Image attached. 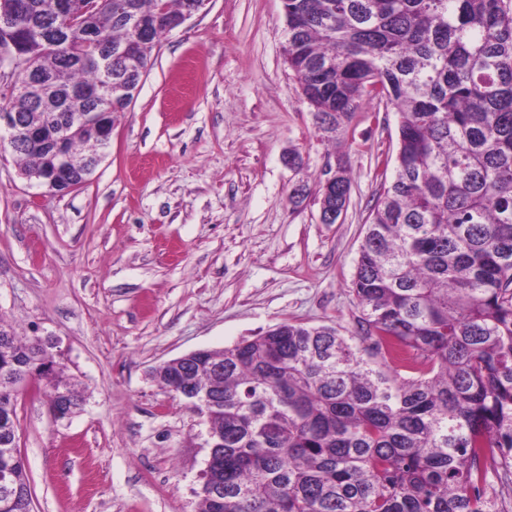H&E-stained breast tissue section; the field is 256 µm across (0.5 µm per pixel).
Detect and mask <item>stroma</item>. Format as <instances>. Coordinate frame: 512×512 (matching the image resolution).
Listing matches in <instances>:
<instances>
[{
    "label": "stroma",
    "instance_id": "35a3bbf8",
    "mask_svg": "<svg viewBox=\"0 0 512 512\" xmlns=\"http://www.w3.org/2000/svg\"><path fill=\"white\" fill-rule=\"evenodd\" d=\"M284 28L281 0H209L161 39L105 158L67 194L0 149V319L55 338L85 393L59 421L18 397L33 512H195L206 425L151 368L282 322L357 331L351 281L399 116L354 113L349 205L322 223L330 148Z\"/></svg>",
    "mask_w": 512,
    "mask_h": 512
}]
</instances>
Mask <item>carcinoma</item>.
Segmentation results:
<instances>
[{
	"instance_id": "obj_1",
	"label": "carcinoma",
	"mask_w": 512,
	"mask_h": 512,
	"mask_svg": "<svg viewBox=\"0 0 512 512\" xmlns=\"http://www.w3.org/2000/svg\"><path fill=\"white\" fill-rule=\"evenodd\" d=\"M47 0L19 22L23 82L40 84L41 120L71 158L105 153L79 113L110 112L94 94L126 81L122 53L145 69L168 21L190 0L107 5L44 42ZM289 69L312 89L318 129L337 141L365 104L399 114L393 175L360 246L352 291L359 333L282 323L224 349L167 361L151 378L192 401L209 389V429L224 435L207 476L224 504L196 512H505L491 479L512 484V0H287ZM137 26L149 29L133 39ZM42 169L36 143L10 146ZM336 198L351 190L336 158ZM46 360L39 337L0 324V440L17 421L1 387ZM42 391L79 408L56 368ZM12 493L28 512L23 458L0 445Z\"/></svg>"
}]
</instances>
